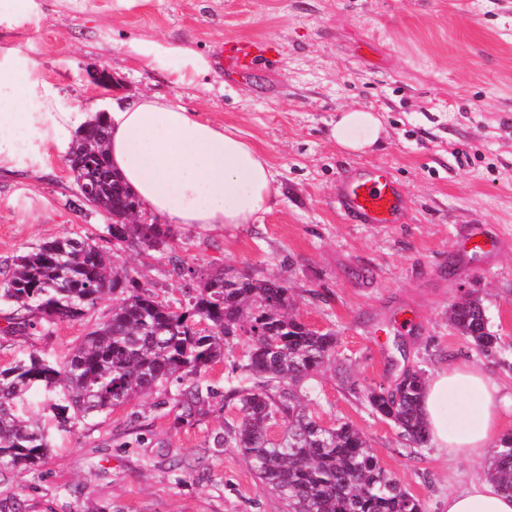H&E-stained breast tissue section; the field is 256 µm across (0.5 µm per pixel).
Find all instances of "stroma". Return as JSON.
<instances>
[{
    "label": "stroma",
    "instance_id": "1",
    "mask_svg": "<svg viewBox=\"0 0 512 512\" xmlns=\"http://www.w3.org/2000/svg\"><path fill=\"white\" fill-rule=\"evenodd\" d=\"M142 39L189 48L207 69L173 83L170 63L140 65ZM242 39L267 43L270 58L227 70L224 45ZM17 46L57 88L60 109L86 100L108 111L116 98L159 95L254 143L275 172L271 211L254 224L174 226L176 253L203 271L287 282L298 317L337 339L335 361L311 382L313 416L354 423L425 512H443L449 492L483 482L488 456L409 447L364 392L408 368L431 376L467 362L512 396V0H145L129 9L33 0L0 21V59ZM99 67L111 87L91 80ZM351 110L382 123L378 143L362 152L332 137ZM361 170L387 171L399 184L398 223L347 219L336 189ZM109 222L77 195L63 160L33 182L1 176L0 286L17 255L62 236L118 252ZM122 255L158 300L188 307L196 284L177 275L167 252ZM467 296L487 311L492 353L448 321ZM112 305L104 298L86 319L43 325L36 336L0 333V367L33 351L62 360ZM248 349L241 337L225 350L206 375L217 396L183 424L174 381L64 431L44 390L33 389L24 409L53 447L35 469L0 481V500L23 512H285L238 449L213 446L237 418L219 391Z\"/></svg>",
    "mask_w": 512,
    "mask_h": 512
}]
</instances>
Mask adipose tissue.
Here are the masks:
<instances>
[{
	"label": "adipose tissue",
	"instance_id": "1",
	"mask_svg": "<svg viewBox=\"0 0 512 512\" xmlns=\"http://www.w3.org/2000/svg\"><path fill=\"white\" fill-rule=\"evenodd\" d=\"M37 70L18 47L0 60V175L45 173L96 118L85 102L59 109L55 89L37 78ZM107 119L112 168L148 215L210 228L253 224L270 211L272 167L233 129L152 95L113 102ZM381 130L374 114L351 111L339 118L333 136L341 148L363 151ZM505 403L499 386L470 365L440 370L422 403L431 443L451 457L487 454ZM444 512H512V495L474 484L450 493Z\"/></svg>",
	"mask_w": 512,
	"mask_h": 512
}]
</instances>
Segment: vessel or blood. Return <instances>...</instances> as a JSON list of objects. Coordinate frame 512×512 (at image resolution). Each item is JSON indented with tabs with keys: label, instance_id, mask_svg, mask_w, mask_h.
Listing matches in <instances>:
<instances>
[{
	"label": "vessel or blood",
	"instance_id": "obj_1",
	"mask_svg": "<svg viewBox=\"0 0 512 512\" xmlns=\"http://www.w3.org/2000/svg\"><path fill=\"white\" fill-rule=\"evenodd\" d=\"M261 46L252 42H231L224 46V59L229 67L247 69V60L260 52ZM337 199L345 214L362 224L396 223L402 208L398 188L384 172L364 170L342 182Z\"/></svg>",
	"mask_w": 512,
	"mask_h": 512
}]
</instances>
